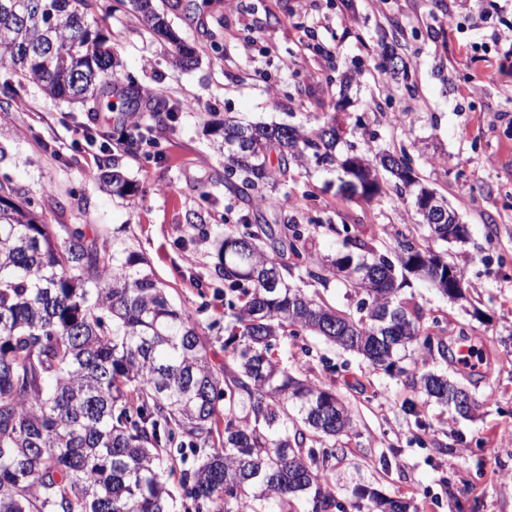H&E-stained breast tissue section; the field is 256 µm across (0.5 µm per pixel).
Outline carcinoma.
I'll return each mask as SVG.
<instances>
[{"label": "carcinoma", "mask_w": 512, "mask_h": 512, "mask_svg": "<svg viewBox=\"0 0 512 512\" xmlns=\"http://www.w3.org/2000/svg\"><path fill=\"white\" fill-rule=\"evenodd\" d=\"M89 0H0V98L34 84L70 104L112 97L119 62L107 37L86 18ZM153 37L173 47V62L194 61L153 0H128ZM147 97L134 82L125 101L136 116ZM179 103L149 99L150 123H126L100 136L130 150L167 128ZM220 137L225 168L241 174L225 188L246 194L289 163L331 168L337 192L370 201L382 191L380 171L396 194L417 200L426 185L400 152L369 156L351 142L336 155L343 130L334 121L315 131L249 125L227 118ZM99 181L119 197L137 187L120 171ZM38 203L8 176L0 178V512H171L164 474L192 454L179 483L195 512H344L331 494L326 461L352 427L351 411L332 388L301 379L272 356L274 343L309 333L389 371L400 354L424 351L447 360L437 318L405 295L410 277L442 296L466 287L463 270L434 251L449 242L448 225L415 211L427 235L402 233L390 254L346 224L348 251L315 258L310 229L288 218L282 227L244 215L224 225L218 272L224 280V352L208 359L211 337L196 313L176 306L166 284L142 268L144 258L120 240L100 245L83 224H48ZM291 255V262L284 261ZM340 277L357 297L356 313L308 295L305 281L327 286ZM429 401L467 417L450 393L461 383L442 371L410 373ZM384 497L370 512H408Z\"/></svg>", "instance_id": "obj_1"}]
</instances>
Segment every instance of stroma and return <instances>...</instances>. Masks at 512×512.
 <instances>
[{
    "label": "stroma",
    "instance_id": "obj_1",
    "mask_svg": "<svg viewBox=\"0 0 512 512\" xmlns=\"http://www.w3.org/2000/svg\"><path fill=\"white\" fill-rule=\"evenodd\" d=\"M109 5L91 0L89 21L104 28L122 76L182 103L177 122L140 150L113 142L104 152L78 130L111 131L118 113L54 100L27 84L0 103V171L36 199L48 223L87 225L101 244L125 239L205 327L224 314L213 295L224 285L217 243L241 215L316 225L312 251L320 258L343 250L328 224L374 234L382 253L416 223L410 199L342 198L335 175L313 164L291 166L264 186L280 200L275 211L223 187L216 125L232 117L315 129L334 116L341 81L352 75L348 114L368 130L350 140L375 152L405 148L468 229L466 241L447 246L465 273V299L450 301L416 280L410 288L427 317L440 320L448 357L404 366L447 370L468 385L474 409L463 417L429 403L405 373L373 369L311 336L280 340L274 356L289 372L334 388L354 416L341 455L328 464L346 512H368L375 496L410 502L413 512H512V43L493 38L512 27V0H213L192 20L176 0H159L174 33L199 52L187 69L172 65L170 44ZM384 36L399 40L408 82L382 70ZM214 43L222 54L211 51ZM104 165L137 193L122 199L100 188ZM213 189L217 198L203 201ZM474 339L487 358L472 373L458 349Z\"/></svg>",
    "mask_w": 512,
    "mask_h": 512
}]
</instances>
